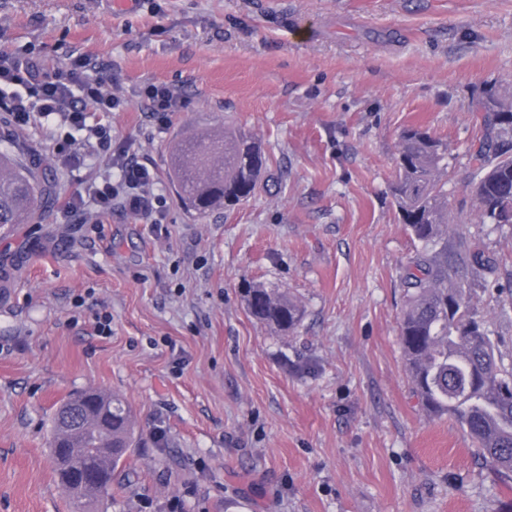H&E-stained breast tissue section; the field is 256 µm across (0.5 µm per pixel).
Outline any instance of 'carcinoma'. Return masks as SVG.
<instances>
[{
	"instance_id": "1",
	"label": "carcinoma",
	"mask_w": 512,
	"mask_h": 512,
	"mask_svg": "<svg viewBox=\"0 0 512 512\" xmlns=\"http://www.w3.org/2000/svg\"><path fill=\"white\" fill-rule=\"evenodd\" d=\"M477 111L481 136L468 149L472 178L465 190L476 223L511 228L512 94L484 90ZM268 170L261 139L243 126L189 132L170 148L178 199L201 217L247 202ZM389 190L400 223L419 243L400 273L406 303L399 339L412 390L427 415L454 419L478 453L512 479V366L504 365L479 307L503 258L453 224L448 143L428 128L403 131ZM53 200L52 187L37 185L0 152V227L34 223L38 207ZM244 303L251 317L288 334L303 318V307L285 291L247 288ZM134 444L132 412L117 395L83 390L56 406L49 454L74 512L109 501Z\"/></svg>"
}]
</instances>
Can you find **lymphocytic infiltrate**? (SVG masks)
Returning a JSON list of instances; mask_svg holds the SVG:
<instances>
[{
  "label": "lymphocytic infiltrate",
  "mask_w": 512,
  "mask_h": 512,
  "mask_svg": "<svg viewBox=\"0 0 512 512\" xmlns=\"http://www.w3.org/2000/svg\"><path fill=\"white\" fill-rule=\"evenodd\" d=\"M140 97L143 108L161 127L185 106L183 99L165 85H147ZM89 104L96 111L110 113L119 109L123 100L98 81L78 82L70 75L48 73L35 61L0 52V110L7 124L24 130L44 120L59 119L68 132L56 145L57 155L68 154L73 132L80 131L93 149L110 155L119 171L118 177L103 175L84 193L69 196L64 211L105 213L117 206L153 215L155 223H162L165 211L154 192L155 170L140 163L128 145H113L109 125L89 123L85 110Z\"/></svg>",
  "instance_id": "1"
}]
</instances>
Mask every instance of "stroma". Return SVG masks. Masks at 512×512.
Masks as SVG:
<instances>
[{
    "mask_svg": "<svg viewBox=\"0 0 512 512\" xmlns=\"http://www.w3.org/2000/svg\"><path fill=\"white\" fill-rule=\"evenodd\" d=\"M0 50L122 97L89 120L154 168L166 212L65 214L110 158L81 139L57 157L55 119L0 122V151L57 198L0 238V512H72L47 438L88 388L136 416L109 512H512V484L412 394L399 274L416 244L389 194L402 131L425 125L448 143L454 222L476 232L472 111L512 87V0H0ZM149 84L187 101L166 129L142 110ZM222 122L263 141L273 177L200 218L169 147ZM252 285L300 302L296 334L249 316ZM480 306L512 362V291Z\"/></svg>",
    "mask_w": 512,
    "mask_h": 512,
    "instance_id": "obj_1",
    "label": "stroma"
}]
</instances>
